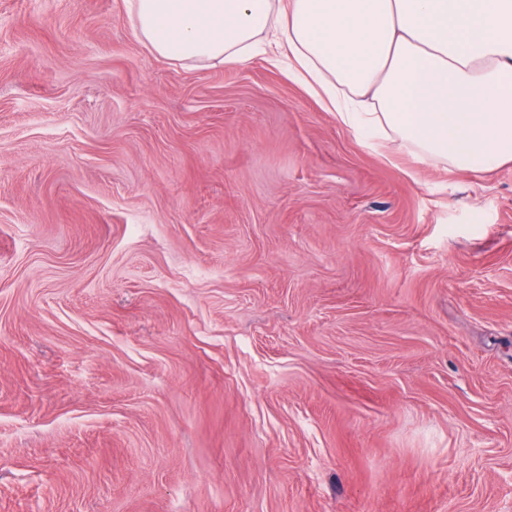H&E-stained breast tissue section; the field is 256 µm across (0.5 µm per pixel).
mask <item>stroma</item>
Here are the masks:
<instances>
[{
	"label": "stroma",
	"mask_w": 512,
	"mask_h": 512,
	"mask_svg": "<svg viewBox=\"0 0 512 512\" xmlns=\"http://www.w3.org/2000/svg\"><path fill=\"white\" fill-rule=\"evenodd\" d=\"M0 512H512V163L0 0Z\"/></svg>",
	"instance_id": "35a3bbf8"
}]
</instances>
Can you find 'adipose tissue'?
Here are the masks:
<instances>
[{
	"mask_svg": "<svg viewBox=\"0 0 512 512\" xmlns=\"http://www.w3.org/2000/svg\"><path fill=\"white\" fill-rule=\"evenodd\" d=\"M153 55L291 77L367 145L483 171L512 161V0H125Z\"/></svg>",
	"mask_w": 512,
	"mask_h": 512,
	"instance_id": "obj_1",
	"label": "adipose tissue"
}]
</instances>
